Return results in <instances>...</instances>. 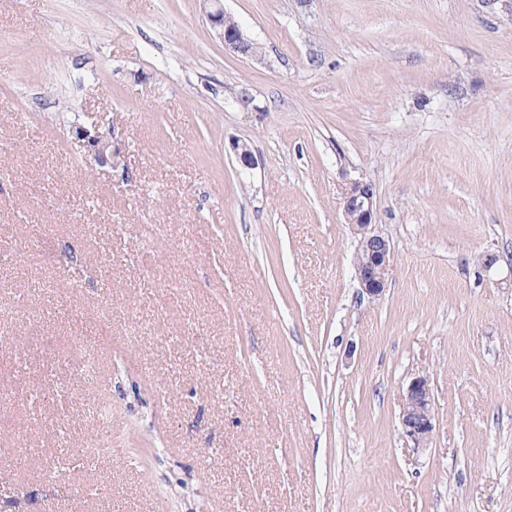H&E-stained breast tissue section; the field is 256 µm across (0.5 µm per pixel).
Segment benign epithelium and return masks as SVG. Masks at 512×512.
<instances>
[{"label": "benign epithelium", "instance_id": "benign-epithelium-1", "mask_svg": "<svg viewBox=\"0 0 512 512\" xmlns=\"http://www.w3.org/2000/svg\"><path fill=\"white\" fill-rule=\"evenodd\" d=\"M209 4L206 22L223 41L224 49L242 57L258 54V46L243 32L233 16L224 10L221 0H205ZM72 136L86 151L93 162L117 166L114 147L115 130L99 123L90 126L76 124ZM376 199L372 184L355 180L350 183L343 200V216L358 238L354 268L362 292L377 298L384 294L393 266V249L388 238L376 229ZM400 430L403 437L415 448H426L435 429L434 397L426 377L412 379L403 392L400 405Z\"/></svg>", "mask_w": 512, "mask_h": 512}]
</instances>
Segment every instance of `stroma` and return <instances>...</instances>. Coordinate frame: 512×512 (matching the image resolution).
Listing matches in <instances>:
<instances>
[{
    "instance_id": "obj_1",
    "label": "stroma",
    "mask_w": 512,
    "mask_h": 512,
    "mask_svg": "<svg viewBox=\"0 0 512 512\" xmlns=\"http://www.w3.org/2000/svg\"><path fill=\"white\" fill-rule=\"evenodd\" d=\"M224 8L0 0V512H512V0ZM210 7L206 11V22L223 41L225 50L242 58H252L258 54V46L243 32L233 16L224 10L221 0H204ZM72 136L86 151V157L93 162L105 166L116 167V153L114 147L115 130L110 126L95 123L90 126L75 124L71 129ZM376 199L372 184L363 180L350 183L343 200V216L358 238L354 268L362 292L381 297L393 266V249L388 238L376 229ZM400 430L415 448H426L435 429L434 397L427 377L413 378L403 392L400 405Z\"/></svg>"
}]
</instances>
